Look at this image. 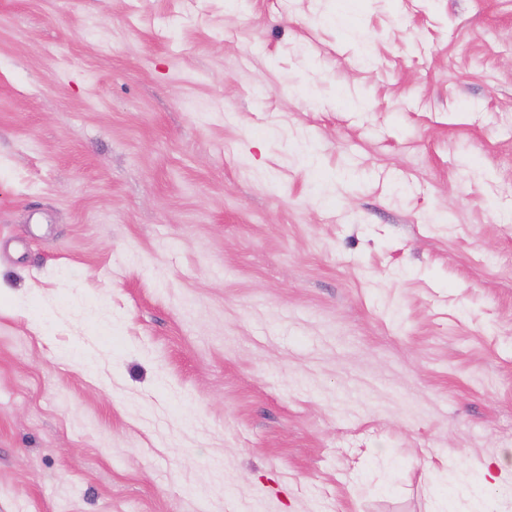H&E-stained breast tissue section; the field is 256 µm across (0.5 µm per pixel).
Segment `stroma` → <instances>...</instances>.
Wrapping results in <instances>:
<instances>
[{"label": "stroma", "mask_w": 512, "mask_h": 512, "mask_svg": "<svg viewBox=\"0 0 512 512\" xmlns=\"http://www.w3.org/2000/svg\"><path fill=\"white\" fill-rule=\"evenodd\" d=\"M0 0V512H512V0Z\"/></svg>", "instance_id": "35a3bbf8"}]
</instances>
